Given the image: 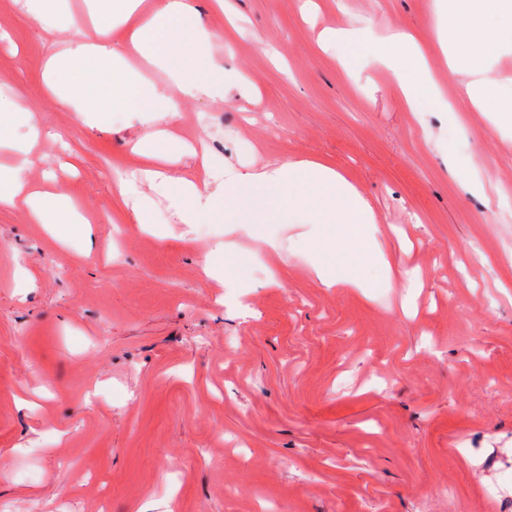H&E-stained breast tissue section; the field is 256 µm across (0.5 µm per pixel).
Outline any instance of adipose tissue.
I'll return each instance as SVG.
<instances>
[{
	"instance_id": "1",
	"label": "adipose tissue",
	"mask_w": 512,
	"mask_h": 512,
	"mask_svg": "<svg viewBox=\"0 0 512 512\" xmlns=\"http://www.w3.org/2000/svg\"><path fill=\"white\" fill-rule=\"evenodd\" d=\"M130 22L135 51L171 78L176 96L208 97L224 84L228 73L209 53L212 31L193 0H158L156 8L140 12L139 0H96L92 20L95 39L81 38L46 65V92L86 119L118 109L139 115L144 130L137 145L141 155L176 162L188 153L183 142L160 127L176 108L175 98L144 83L123 61L120 48L107 37L113 22ZM438 47L449 71L469 74L459 93L480 112L493 113L501 126L512 128V93L494 94L487 77L492 59L512 53V0H440L433 22ZM372 63L388 69L411 111L426 109L440 97L428 64L413 37L392 32L369 54ZM39 129L16 144L21 164L0 168V205L25 206L35 223L58 237L85 231L87 219L64 197L27 188L25 170L34 162ZM148 181L163 180L183 204L186 224L224 221L244 235L259 239V222L271 213L293 214L305 228L303 244L314 254L312 270L325 286L350 282L354 273L375 264L385 271L384 286L413 287L409 275H395L380 239L381 230L368 198L339 173L319 160L294 159L252 163L231 169L221 189H200L180 173H148ZM337 244L338 262L324 250Z\"/></svg>"
}]
</instances>
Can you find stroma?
<instances>
[{
	"label": "stroma",
	"mask_w": 512,
	"mask_h": 512,
	"mask_svg": "<svg viewBox=\"0 0 512 512\" xmlns=\"http://www.w3.org/2000/svg\"><path fill=\"white\" fill-rule=\"evenodd\" d=\"M244 27L212 56L240 90L184 99L165 126L205 149L174 167L309 158L371 199L391 261L420 277L327 288L299 247L228 224H183L162 189L132 223L119 180L152 160L127 112L89 124L45 93V63L87 27L68 0L48 28L0 0V100L48 130L29 182L76 202L87 238L55 240L0 206V512H502L512 501V131L457 95L434 0H226ZM420 41L442 100L410 111L358 49L326 29ZM278 52L272 61L260 48ZM253 97L240 111L239 93ZM466 162L474 181L454 172ZM235 241L246 307L204 272Z\"/></svg>",
	"instance_id": "stroma-1"
}]
</instances>
